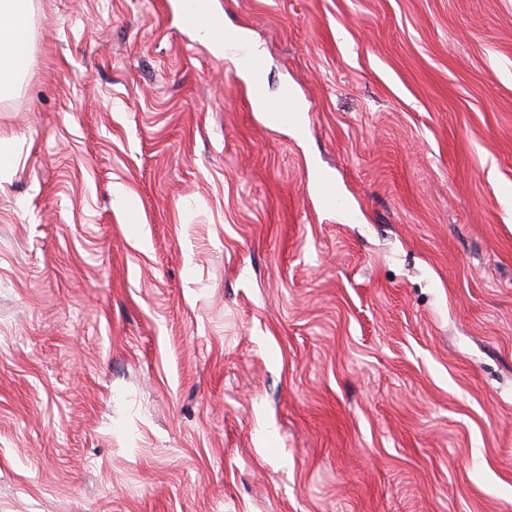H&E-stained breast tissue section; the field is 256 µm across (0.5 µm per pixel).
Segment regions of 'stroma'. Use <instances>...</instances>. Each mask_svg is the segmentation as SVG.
I'll use <instances>...</instances> for the list:
<instances>
[{"label":"stroma","mask_w":512,"mask_h":512,"mask_svg":"<svg viewBox=\"0 0 512 512\" xmlns=\"http://www.w3.org/2000/svg\"><path fill=\"white\" fill-rule=\"evenodd\" d=\"M170 2L29 4L0 512H512V0ZM251 61H253L251 65ZM259 62V54L258 52H254L249 58H241L239 59V70L240 75H242L250 85V90L252 95H259L265 99H269V95L266 90V86L262 83L263 75L260 69L252 70L256 63ZM254 76V79H253ZM255 81L261 82L260 84H256ZM250 109L262 112L270 124L297 122L302 112L298 104L290 98H282L273 102H250Z\"/></svg>","instance_id":"1"}]
</instances>
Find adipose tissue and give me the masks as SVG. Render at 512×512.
Instances as JSON below:
<instances>
[{"instance_id": "adipose-tissue-1", "label": "adipose tissue", "mask_w": 512, "mask_h": 512, "mask_svg": "<svg viewBox=\"0 0 512 512\" xmlns=\"http://www.w3.org/2000/svg\"><path fill=\"white\" fill-rule=\"evenodd\" d=\"M29 0H0V90L20 72L29 46Z\"/></svg>"}]
</instances>
